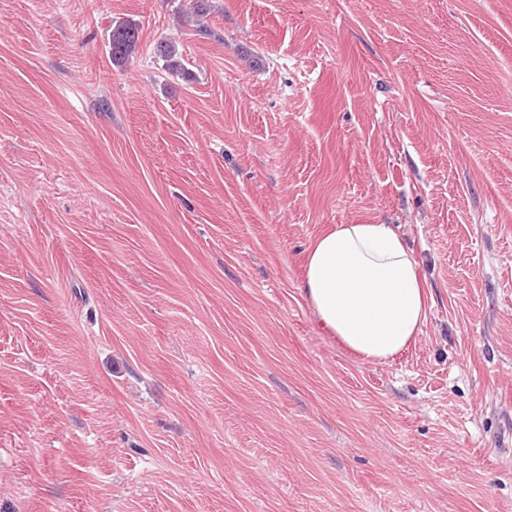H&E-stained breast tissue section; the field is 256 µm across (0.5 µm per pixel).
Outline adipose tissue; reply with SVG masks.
<instances>
[{
	"label": "adipose tissue",
	"instance_id": "adipose-tissue-1",
	"mask_svg": "<svg viewBox=\"0 0 512 512\" xmlns=\"http://www.w3.org/2000/svg\"><path fill=\"white\" fill-rule=\"evenodd\" d=\"M299 291L321 327L370 361L402 353L426 320L417 261L389 224H339L316 238Z\"/></svg>",
	"mask_w": 512,
	"mask_h": 512
}]
</instances>
